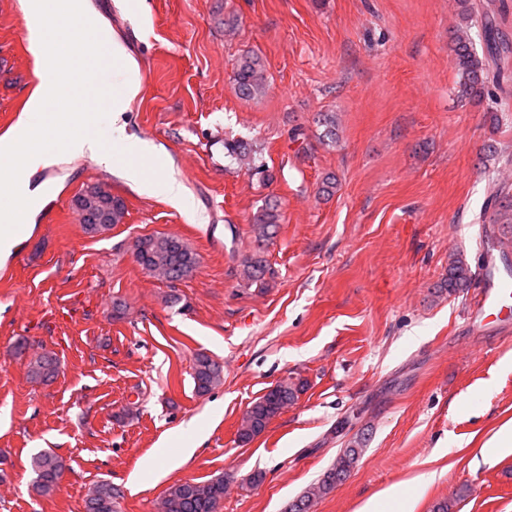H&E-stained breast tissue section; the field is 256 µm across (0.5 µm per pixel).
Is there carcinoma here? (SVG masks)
<instances>
[{"label":"carcinoma","mask_w":512,"mask_h":512,"mask_svg":"<svg viewBox=\"0 0 512 512\" xmlns=\"http://www.w3.org/2000/svg\"><path fill=\"white\" fill-rule=\"evenodd\" d=\"M459 23L451 36V51L458 73V94L464 100H485L489 87L501 92L492 104L495 107L507 106L504 84L509 81L505 75L504 62L512 54V43L500 30L489 3L483 0H456ZM481 23V41L475 44L470 30L473 24ZM235 90L239 98L250 101L262 96L267 87V69L263 57L255 52L240 56L234 75ZM317 124L323 127L322 140L335 143L338 139L336 116L332 112H322ZM228 154L240 163L253 167L255 158L252 150L242 142L226 143ZM490 213L484 218L487 223L485 237L499 248L503 259L512 253V181L493 177L489 182ZM279 203L267 200L251 218L255 248L241 262L240 276L253 284H263L271 275L266 247L278 234L280 228ZM134 248L139 250V265L148 274L164 280L170 285L189 276L197 267L198 259L188 245L175 235H146L138 238ZM473 273L461 255L451 259L448 274L438 285L437 292L450 296L460 294L470 287ZM60 361L51 352H44L28 362V375L34 381L47 383L59 373ZM194 388L198 395L210 393L223 381V370L218 362L200 354L193 366ZM302 381L285 380L270 388L255 400L243 414L238 439L248 443L261 435L284 408L294 403L303 391ZM364 450V437L355 436L344 442L335 460L310 485L297 501L300 512H311L315 503L332 491L356 467ZM35 477L31 492L39 497L50 495L56 488L59 478L67 468L66 461L53 453H43L33 460ZM120 490L110 482L96 484L84 501L85 512H116V499ZM224 501V477L219 476L202 482H178L171 485L162 499V512H220Z\"/></svg>","instance_id":"obj_1"}]
</instances>
